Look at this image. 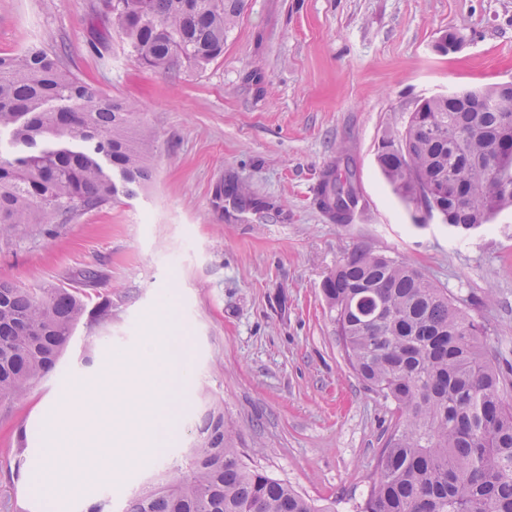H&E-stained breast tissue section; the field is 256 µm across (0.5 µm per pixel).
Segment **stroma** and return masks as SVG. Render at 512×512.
Segmentation results:
<instances>
[{
	"instance_id": "stroma-1",
	"label": "stroma",
	"mask_w": 512,
	"mask_h": 512,
	"mask_svg": "<svg viewBox=\"0 0 512 512\" xmlns=\"http://www.w3.org/2000/svg\"><path fill=\"white\" fill-rule=\"evenodd\" d=\"M459 33L458 49L436 44ZM60 51L79 78L134 106L153 135L154 178L138 195L53 234L0 240V279L77 288L89 307L55 368L26 399L0 405V512H86L130 494L179 456L202 398L220 401L249 465L315 505L359 512L394 423L393 406L349 365L322 282L356 247L417 266L447 288L512 362V208L462 233L396 196L376 165L427 98L512 82V0H246L224 53L205 68L140 64L103 0H0V54ZM355 163L364 202L333 223L313 203L322 173ZM245 186L263 212L216 199ZM193 338L191 381L164 453L111 483L74 485L53 504L9 479L18 428L36 459L74 381L135 350L161 302Z\"/></svg>"
}]
</instances>
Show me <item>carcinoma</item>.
<instances>
[{"instance_id":"carcinoma-1","label":"carcinoma","mask_w":512,"mask_h":512,"mask_svg":"<svg viewBox=\"0 0 512 512\" xmlns=\"http://www.w3.org/2000/svg\"><path fill=\"white\" fill-rule=\"evenodd\" d=\"M112 24L150 69L203 67L224 53L245 0H106ZM512 84L422 101L401 142H382L378 166L405 202L464 230L512 207L491 177L512 182ZM31 148L0 156V237L68 224L136 195L153 177L151 130L126 104L78 78L56 51L0 55V131ZM122 176L115 185L103 160ZM457 191L448 193V181ZM360 197L349 160L327 169L314 204L347 224ZM349 363L395 404L394 428L360 512H512V388L478 323L411 264L365 247L323 281ZM81 288H21L0 280V403L20 401L56 366L87 311ZM195 447L166 464L125 512H320L287 483L248 465L210 402L191 430Z\"/></svg>"}]
</instances>
